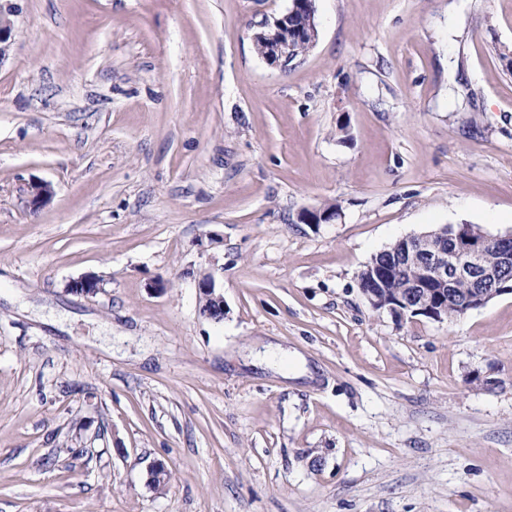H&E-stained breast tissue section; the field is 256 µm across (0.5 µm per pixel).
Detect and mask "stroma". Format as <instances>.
I'll return each instance as SVG.
<instances>
[{
	"instance_id": "1",
	"label": "stroma",
	"mask_w": 512,
	"mask_h": 512,
	"mask_svg": "<svg viewBox=\"0 0 512 512\" xmlns=\"http://www.w3.org/2000/svg\"><path fill=\"white\" fill-rule=\"evenodd\" d=\"M457 3L315 0L280 70L253 34L290 0H18L0 512H512V294L399 322L357 284L434 227L512 231V0ZM197 288L199 290L202 306L200 312L202 315L211 317L214 313L224 316V296L216 292L215 281L212 275H205L198 281Z\"/></svg>"
}]
</instances>
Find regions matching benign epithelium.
I'll use <instances>...</instances> for the list:
<instances>
[{
    "mask_svg": "<svg viewBox=\"0 0 512 512\" xmlns=\"http://www.w3.org/2000/svg\"><path fill=\"white\" fill-rule=\"evenodd\" d=\"M19 12L17 0H0V64L8 59L15 41V17ZM312 31L311 20L300 27L285 24V17L265 19L259 24L254 39L266 46L264 61L284 68L293 60L294 43ZM51 188L43 182L28 187V204L39 209L49 198ZM412 248L402 255L399 267L414 266L417 278L411 282L405 296L392 299L382 288H363L361 293L376 311H386L399 321L424 316L433 321L444 320L445 299L453 298V286L458 281L477 280L485 283L492 292L476 293L457 299L460 315L487 304L489 298L512 292V231L504 234H481L478 238L462 235V232L446 225L437 231L411 236ZM489 251L498 254L499 264L487 266L484 257ZM74 294L93 296L100 290V279L84 276L68 283ZM202 306L206 317L214 313L224 314V296L216 292L213 276L206 275L198 281Z\"/></svg>",
    "mask_w": 512,
    "mask_h": 512,
    "instance_id": "benign-epithelium-1",
    "label": "benign epithelium"
}]
</instances>
